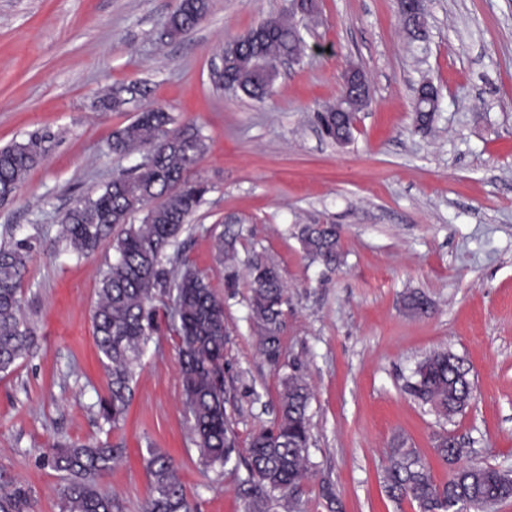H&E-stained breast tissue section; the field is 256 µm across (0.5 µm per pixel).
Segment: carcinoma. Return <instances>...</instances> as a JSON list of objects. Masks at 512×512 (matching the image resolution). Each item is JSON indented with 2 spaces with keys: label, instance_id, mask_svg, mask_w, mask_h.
Masks as SVG:
<instances>
[{
  "label": "carcinoma",
  "instance_id": "cac0c4a2",
  "mask_svg": "<svg viewBox=\"0 0 512 512\" xmlns=\"http://www.w3.org/2000/svg\"><path fill=\"white\" fill-rule=\"evenodd\" d=\"M208 0H179L169 16L165 36L176 37L196 27L206 16ZM294 14L271 16L221 52L226 89L262 101L280 76L279 62L298 59L304 40L292 22ZM140 82L109 87L96 101L104 112H123L147 96ZM174 117L159 107H145L112 133L110 149L118 156L147 152V165L105 183L94 196L67 210L55 243L83 257L111 240L114 259L99 271L93 308V335L109 379V396L100 400L98 414L119 428L132 396V382L141 356L159 332L156 301L167 299V324L179 337L183 405L191 417L192 441L204 470L222 469L236 452V435L225 409L224 346L227 327L224 300L206 276L190 265L180 250V237L209 192L194 171L207 145L197 128L174 126ZM56 135L45 129L20 143L0 147V202L12 200L27 175L47 156ZM141 215L140 223L131 220ZM300 241L306 254L330 271L341 263V231L336 224H305ZM219 261L227 260L229 277H236L235 250L224 237L215 238ZM35 244L21 239L0 245V373L9 374L37 344L35 329L23 313V282ZM249 309L259 329L260 352L276 366L283 355L280 340L285 288L277 265L262 253L248 265ZM410 394L446 419L468 407L473 383L463 360L448 350L430 354L418 364ZM310 387L300 373L282 379L278 416L273 426L251 436L241 481L245 512H293V504L308 474L311 431L307 415ZM448 465V479L439 484L415 448L404 443L390 450L383 487L396 502L410 499L419 512H486L488 503L512 499V472L479 464L460 465L469 449L446 434L434 444ZM145 469L150 491L141 512H197L173 459L146 449ZM124 448L97 440L84 444L52 443L41 455L43 465L65 474L59 489V512H124L118 496L105 490L103 478L123 456ZM33 489L23 481L0 484V512H33Z\"/></svg>",
  "mask_w": 512,
  "mask_h": 512
}]
</instances>
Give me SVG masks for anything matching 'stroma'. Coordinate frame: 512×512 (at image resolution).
Segmentation results:
<instances>
[{
  "label": "stroma",
  "mask_w": 512,
  "mask_h": 512,
  "mask_svg": "<svg viewBox=\"0 0 512 512\" xmlns=\"http://www.w3.org/2000/svg\"><path fill=\"white\" fill-rule=\"evenodd\" d=\"M178 0H0V146L50 129L59 138L17 196L0 204V244L36 237L24 313L38 341L0 374V482L24 480L35 512H59V472L41 467L52 441L123 444L104 480L125 512L149 494L147 448L173 458L197 512H244L245 468L202 472L182 403L178 338L164 331L142 357L127 419L98 415L109 395L91 320L109 243L79 258L53 244L59 215L142 162L109 142L134 111L94 107L116 82L147 83L148 103L198 128L208 151L197 173L210 187L191 219L184 255L224 300L226 414L239 452L275 421L281 380L302 365L312 398L309 475L296 512H417L385 493L397 438L418 448L437 482L433 450L448 431L464 463L512 469V0H427L425 41L411 43L396 0H320L300 17L308 50L284 68L269 99L217 88L211 66L225 43L289 0H210L195 28L164 39ZM371 101L350 142L322 137L315 114L335 101L350 66ZM431 81L440 110L413 121L415 89ZM305 224L342 228L330 273L303 250ZM234 229L235 284L213 248ZM265 252L286 288L280 367L258 347L244 261ZM423 295L429 315L409 313ZM447 349L470 370L473 397L447 420L406 384L422 360ZM331 487L332 498L322 495Z\"/></svg>",
  "instance_id": "1"
}]
</instances>
